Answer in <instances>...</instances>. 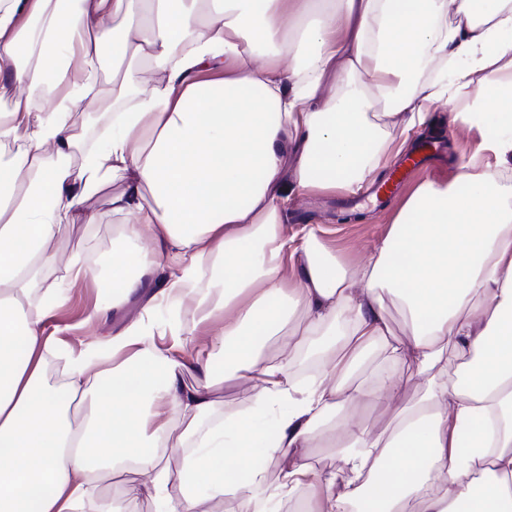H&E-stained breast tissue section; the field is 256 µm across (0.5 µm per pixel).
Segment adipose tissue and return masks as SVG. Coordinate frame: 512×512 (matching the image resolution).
<instances>
[{
  "label": "adipose tissue",
  "mask_w": 512,
  "mask_h": 512,
  "mask_svg": "<svg viewBox=\"0 0 512 512\" xmlns=\"http://www.w3.org/2000/svg\"><path fill=\"white\" fill-rule=\"evenodd\" d=\"M107 50L119 107L82 155L67 117L104 103ZM509 55L512 0H0V145L21 146L0 163V512H82L128 466L129 496L155 512L223 496L268 512L299 491L307 512H512V184L467 165L422 183L355 265L284 213L292 191H350L385 166L383 116L424 126L463 88L456 121L507 164ZM107 187L124 242L111 306L144 303L90 358L46 333L64 297L45 270L52 241L98 222L89 202ZM161 301L191 306V326L166 330L192 337L194 357L154 342ZM378 345L388 368L359 379ZM310 349L315 372L298 376ZM56 355L67 378L52 386ZM403 369L422 389L411 402ZM228 380L248 416L201 428ZM378 405L393 428L354 415ZM177 417L194 448L174 474ZM323 444L342 470L311 464Z\"/></svg>",
  "instance_id": "ef3b65f1"
}]
</instances>
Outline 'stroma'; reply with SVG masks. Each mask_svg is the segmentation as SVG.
Segmentation results:
<instances>
[{
  "label": "stroma",
  "instance_id": "obj_1",
  "mask_svg": "<svg viewBox=\"0 0 512 512\" xmlns=\"http://www.w3.org/2000/svg\"><path fill=\"white\" fill-rule=\"evenodd\" d=\"M465 105L466 98L461 94L440 102L434 108L431 125L408 132L403 129L402 116L395 115L386 120L396 146L405 151L420 139L439 134L444 136L448 161L429 172L430 180L444 183L452 180L459 166L472 161L478 150V132L450 121L451 116L463 110ZM410 193V188H403L400 197L382 208L367 203L348 210L340 205L341 192H296L288 204L286 220L292 229L304 224L321 225L327 231L326 241L337 255L355 263L369 257L377 242L386 235L404 197ZM111 197L112 192L107 189L92 200L91 206L99 215L98 223L58 238L50 247L51 252L63 260L73 255L80 256L91 269L90 275L75 288L68 286L63 270H53V280L65 290L68 299L51 311L46 322L47 331L57 332L73 348L86 353L98 351L102 335L120 331L130 318L138 315L141 308L140 298L133 297L111 310L107 323H99L93 315L96 304L110 298L106 283L112 277V249L120 242L112 221Z\"/></svg>",
  "mask_w": 512,
  "mask_h": 512
}]
</instances>
